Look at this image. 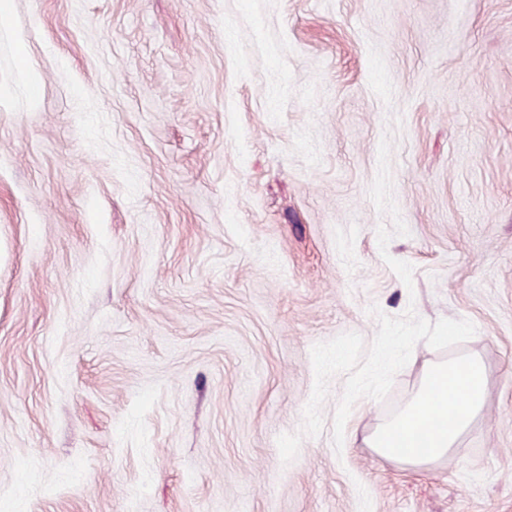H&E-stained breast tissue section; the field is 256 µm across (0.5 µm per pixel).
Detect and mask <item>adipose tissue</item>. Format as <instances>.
I'll return each instance as SVG.
<instances>
[{
	"instance_id": "ef3b65f1",
	"label": "adipose tissue",
	"mask_w": 512,
	"mask_h": 512,
	"mask_svg": "<svg viewBox=\"0 0 512 512\" xmlns=\"http://www.w3.org/2000/svg\"><path fill=\"white\" fill-rule=\"evenodd\" d=\"M487 394L480 355L432 363L416 393L364 442L378 456L414 468L442 461L482 414Z\"/></svg>"
}]
</instances>
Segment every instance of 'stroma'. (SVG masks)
Here are the masks:
<instances>
[{"label": "stroma", "mask_w": 512, "mask_h": 512, "mask_svg": "<svg viewBox=\"0 0 512 512\" xmlns=\"http://www.w3.org/2000/svg\"><path fill=\"white\" fill-rule=\"evenodd\" d=\"M10 2L0 512H512V0ZM388 132L409 233L383 249ZM373 304L476 333L418 342L339 450L333 377L282 464L312 346L372 341ZM474 352L486 406L447 459L363 445Z\"/></svg>", "instance_id": "stroma-1"}]
</instances>
